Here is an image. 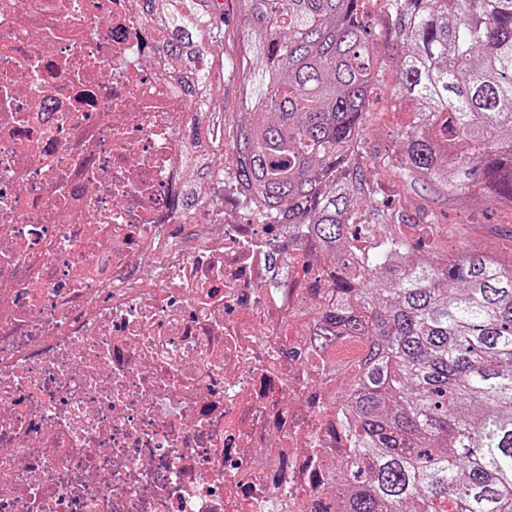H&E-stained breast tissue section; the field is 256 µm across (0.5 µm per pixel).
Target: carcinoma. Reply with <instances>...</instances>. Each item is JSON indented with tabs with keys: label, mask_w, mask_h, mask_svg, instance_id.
I'll use <instances>...</instances> for the list:
<instances>
[{
	"label": "carcinoma",
	"mask_w": 512,
	"mask_h": 512,
	"mask_svg": "<svg viewBox=\"0 0 512 512\" xmlns=\"http://www.w3.org/2000/svg\"><path fill=\"white\" fill-rule=\"evenodd\" d=\"M164 75L186 99L188 135L214 139L200 0H139ZM397 94L419 105L402 133L404 169L450 198L473 184L512 203V0H387ZM243 50L230 62L243 112L232 172L258 199L254 224H305L324 299L311 306V352L360 347L336 416L349 444L331 468L345 512H512V264L463 251L368 260L352 241L366 179L345 171L383 60L365 0H238ZM224 179L210 157L193 181Z\"/></svg>",
	"instance_id": "cac0c4a2"
}]
</instances>
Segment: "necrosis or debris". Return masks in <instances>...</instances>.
I'll return each instance as SVG.
<instances>
[{
    "label": "necrosis or debris",
    "mask_w": 512,
    "mask_h": 512,
    "mask_svg": "<svg viewBox=\"0 0 512 512\" xmlns=\"http://www.w3.org/2000/svg\"><path fill=\"white\" fill-rule=\"evenodd\" d=\"M151 56L135 0H0V512H343L299 229L178 212Z\"/></svg>",
    "instance_id": "4bbe7bcc"
}]
</instances>
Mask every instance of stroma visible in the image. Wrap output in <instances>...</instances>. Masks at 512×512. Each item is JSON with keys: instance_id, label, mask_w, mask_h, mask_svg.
Listing matches in <instances>:
<instances>
[{"instance_id": "1", "label": "stroma", "mask_w": 512, "mask_h": 512, "mask_svg": "<svg viewBox=\"0 0 512 512\" xmlns=\"http://www.w3.org/2000/svg\"><path fill=\"white\" fill-rule=\"evenodd\" d=\"M217 21L223 37L206 41L210 68L211 111L221 113L224 130L214 139L216 167H230L234 129L241 110L238 80L224 73V60L237 56L242 44L236 0H223ZM415 103L398 99L391 65L385 64L370 94L359 130L358 147L348 160V171L366 173L389 210L399 215L395 224L383 226L385 236L416 246L417 258L431 260L436 254L469 250L499 262L512 263V204L489 199L481 186L450 200L443 194L406 184L401 173L400 135L413 119Z\"/></svg>"}]
</instances>
